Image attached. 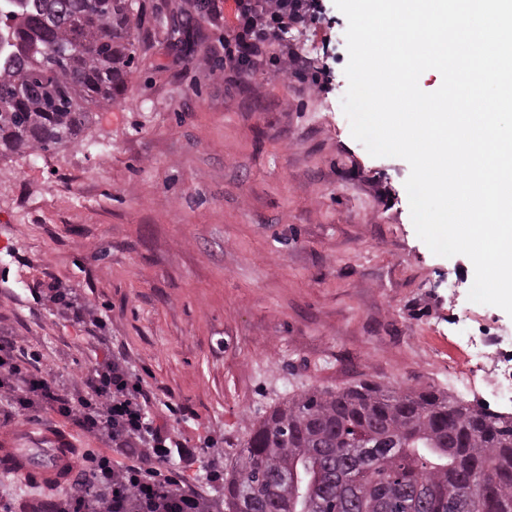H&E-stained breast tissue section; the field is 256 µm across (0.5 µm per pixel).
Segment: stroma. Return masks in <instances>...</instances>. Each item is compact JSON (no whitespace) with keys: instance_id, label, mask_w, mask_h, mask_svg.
Wrapping results in <instances>:
<instances>
[{"instance_id":"stroma-1","label":"stroma","mask_w":512,"mask_h":512,"mask_svg":"<svg viewBox=\"0 0 512 512\" xmlns=\"http://www.w3.org/2000/svg\"><path fill=\"white\" fill-rule=\"evenodd\" d=\"M123 94L91 108L80 146L0 158V334L30 371L72 391L112 355L128 358L192 457L170 465L223 503L230 472L266 412L309 390L363 382L434 390L512 415L466 336L512 349V316L471 302L470 259L421 241L409 164L351 136L346 17L333 0L288 41L328 80L316 96L265 75L226 89L222 19L188 0H139ZM189 25L191 51L172 27ZM74 289L94 324L47 295ZM23 448L67 436L103 448L52 411L0 402V433Z\"/></svg>"}]
</instances>
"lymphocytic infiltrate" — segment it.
I'll return each mask as SVG.
<instances>
[{
    "label": "lymphocytic infiltrate",
    "mask_w": 512,
    "mask_h": 512,
    "mask_svg": "<svg viewBox=\"0 0 512 512\" xmlns=\"http://www.w3.org/2000/svg\"><path fill=\"white\" fill-rule=\"evenodd\" d=\"M321 10L322 0H232L224 23L225 85H239L267 68L294 76L314 94L326 93L310 58L287 40L289 29L305 26ZM17 350L16 337L0 336V375L24 391L20 409L46 406L112 443L98 454L74 453L80 471L64 498L49 507L33 504L30 512H210L194 486L167 472V439L161 427L147 423L149 394L130 381L125 360L95 369L71 397L25 371Z\"/></svg>",
    "instance_id": "f902f5d3"
}]
</instances>
